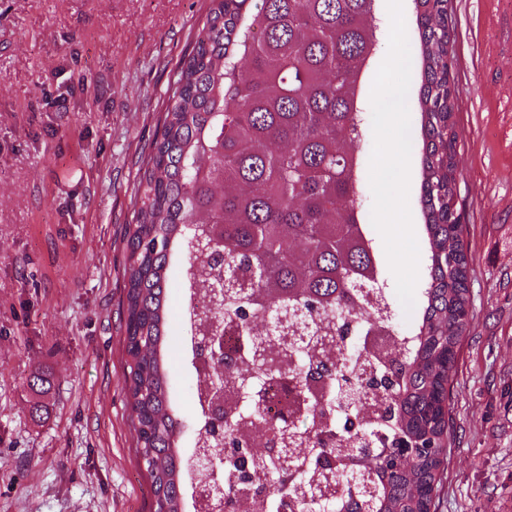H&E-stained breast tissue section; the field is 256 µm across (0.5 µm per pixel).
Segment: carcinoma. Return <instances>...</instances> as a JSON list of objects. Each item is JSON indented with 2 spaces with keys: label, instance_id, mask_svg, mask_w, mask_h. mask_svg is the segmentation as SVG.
Masks as SVG:
<instances>
[{
  "label": "carcinoma",
  "instance_id": "cac0c4a2",
  "mask_svg": "<svg viewBox=\"0 0 512 512\" xmlns=\"http://www.w3.org/2000/svg\"><path fill=\"white\" fill-rule=\"evenodd\" d=\"M373 0H212L175 72L159 130L142 162L126 242L125 382L156 509L181 512L188 462L168 405L161 346L167 265L187 256L189 316L196 285L203 314L224 327V357L262 385L260 402L234 394L224 437L268 477L254 494L267 512H416L433 502L446 448L394 468L382 458L427 434L442 436L449 380L469 325L468 262L453 220L458 178L446 0H417L422 72V206L431 249L416 330L380 357L373 338L393 331L395 309L372 241L355 217L358 166L347 144L362 136L356 75L374 46ZM32 414L48 413L50 378L28 382ZM335 464L316 500L319 462ZM213 506L246 488L220 477Z\"/></svg>",
  "mask_w": 512,
  "mask_h": 512
}]
</instances>
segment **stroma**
Instances as JSON below:
<instances>
[{"label": "stroma", "instance_id": "1", "mask_svg": "<svg viewBox=\"0 0 512 512\" xmlns=\"http://www.w3.org/2000/svg\"><path fill=\"white\" fill-rule=\"evenodd\" d=\"M210 0H0V512H151L124 385V259L140 168L173 73ZM376 42L357 75L372 111L356 144L359 223L398 333L429 280L420 82L400 62L418 41L416 0H374ZM455 210L468 257L471 319L450 383L446 482L435 512H512V0H450ZM407 84L387 124L383 89ZM403 221L385 223L383 197ZM174 254L167 291L178 448L195 449L200 375ZM53 382L47 418L28 380Z\"/></svg>", "mask_w": 512, "mask_h": 512}]
</instances>
